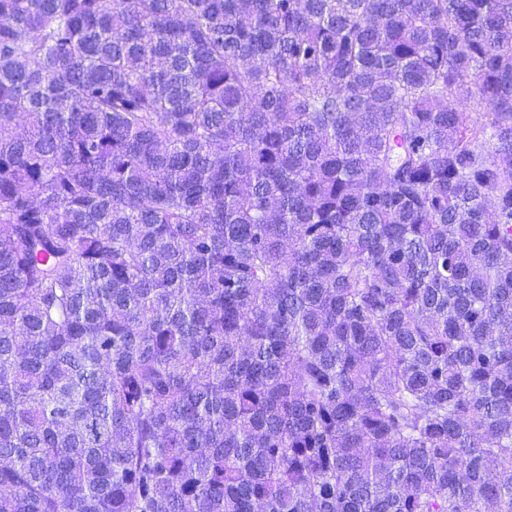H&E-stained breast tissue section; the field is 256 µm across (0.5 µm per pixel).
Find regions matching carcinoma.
Returning <instances> with one entry per match:
<instances>
[{
  "mask_svg": "<svg viewBox=\"0 0 512 512\" xmlns=\"http://www.w3.org/2000/svg\"><path fill=\"white\" fill-rule=\"evenodd\" d=\"M0 512H512V0H0Z\"/></svg>",
  "mask_w": 512,
  "mask_h": 512,
  "instance_id": "carcinoma-1",
  "label": "carcinoma"
}]
</instances>
